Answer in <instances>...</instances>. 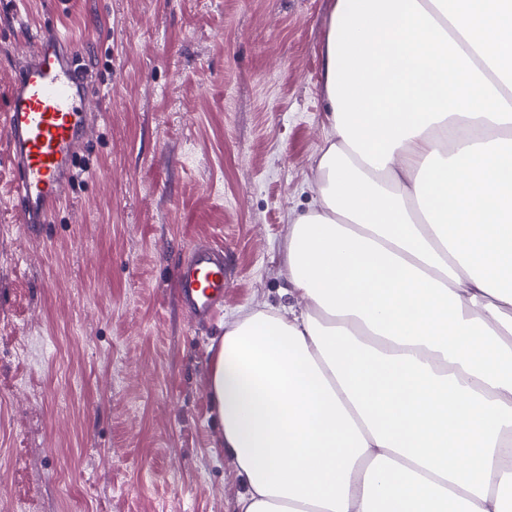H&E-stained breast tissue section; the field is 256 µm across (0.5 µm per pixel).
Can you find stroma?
Here are the masks:
<instances>
[{
    "mask_svg": "<svg viewBox=\"0 0 512 512\" xmlns=\"http://www.w3.org/2000/svg\"><path fill=\"white\" fill-rule=\"evenodd\" d=\"M333 0H0V106L47 25L92 81L82 179L19 225L0 137V512H232L209 348L291 304L284 254L332 135L322 51ZM224 250V311L177 280Z\"/></svg>",
    "mask_w": 512,
    "mask_h": 512,
    "instance_id": "35a3bbf8",
    "label": "stroma"
}]
</instances>
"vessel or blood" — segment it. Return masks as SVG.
<instances>
[{"label":"vessel or blood","instance_id":"1","mask_svg":"<svg viewBox=\"0 0 512 512\" xmlns=\"http://www.w3.org/2000/svg\"><path fill=\"white\" fill-rule=\"evenodd\" d=\"M75 56L71 36L54 27L40 31L15 72L0 113V133L11 156L17 223H46L70 186L85 135L83 75ZM179 289L191 318L205 321L224 295L221 251L194 248L180 274Z\"/></svg>","mask_w":512,"mask_h":512}]
</instances>
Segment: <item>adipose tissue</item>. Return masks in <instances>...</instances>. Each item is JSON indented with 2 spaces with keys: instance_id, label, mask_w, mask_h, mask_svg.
Returning <instances> with one entry per match:
<instances>
[{
  "instance_id": "ef3b65f1",
  "label": "adipose tissue",
  "mask_w": 512,
  "mask_h": 512,
  "mask_svg": "<svg viewBox=\"0 0 512 512\" xmlns=\"http://www.w3.org/2000/svg\"><path fill=\"white\" fill-rule=\"evenodd\" d=\"M512 0H335L291 294L208 375L235 512H512Z\"/></svg>"
}]
</instances>
